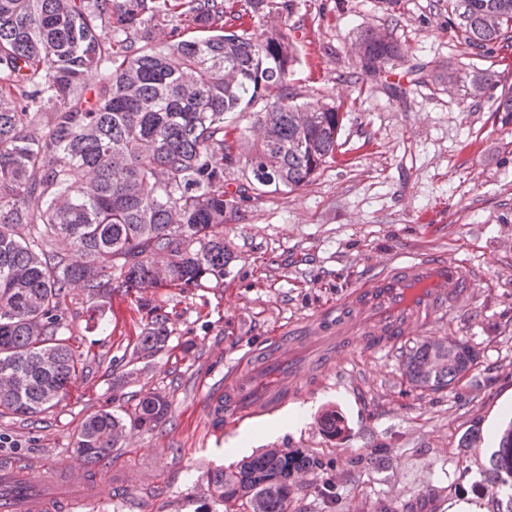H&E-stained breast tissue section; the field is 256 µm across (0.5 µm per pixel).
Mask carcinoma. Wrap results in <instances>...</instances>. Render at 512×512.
<instances>
[{"mask_svg":"<svg viewBox=\"0 0 512 512\" xmlns=\"http://www.w3.org/2000/svg\"><path fill=\"white\" fill-rule=\"evenodd\" d=\"M450 38L468 57L512 48V0H443ZM294 0H0V417L57 407L83 373L64 303L127 290L188 288L224 276V225L265 196L301 186L336 158L341 106L301 100L288 34ZM154 31L166 40L150 41ZM360 75L405 58L385 28L353 43ZM97 81L90 82L91 76ZM491 67H444L435 82L473 102L499 87ZM153 315L136 354L165 346ZM478 352L425 337L400 371L438 392L469 377ZM101 410L75 451L104 460L170 414L160 393ZM303 448H265L217 469L224 512H288ZM493 507L512 512V427L485 471ZM507 499H502V496Z\"/></svg>","mask_w":512,"mask_h":512,"instance_id":"1","label":"carcinoma"}]
</instances>
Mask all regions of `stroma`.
Listing matches in <instances>:
<instances>
[{"label": "stroma", "instance_id": "stroma-1", "mask_svg": "<svg viewBox=\"0 0 512 512\" xmlns=\"http://www.w3.org/2000/svg\"><path fill=\"white\" fill-rule=\"evenodd\" d=\"M446 20L436 0H401L394 17L377 0H295L292 83L304 98L342 104L334 162L225 225L233 259L222 281L140 297L117 288L94 313L75 289L67 317L86 370L51 411L0 417V461L37 458L55 468L78 461L73 440L89 415L117 408L112 374L134 360L151 304L166 312L169 340L136 360L127 389L165 394L171 416L88 463L89 480L112 477L93 512H224L209 496V476L229 466L227 450L240 444L256 452L304 448L321 460L290 512H375L379 501L422 494L425 512L461 503L486 512L483 472L512 423V121L491 98L475 104L432 82L440 67L466 61ZM375 27L392 31L409 63L371 80L359 76L352 44ZM412 63L429 82L411 83ZM397 81L407 83L405 97L391 93ZM395 253H442L480 271L467 311L423 330L469 341L479 353L474 383L436 393L411 388L399 370L411 336L396 353L359 352L340 375L300 382L298 395L272 415L214 426L207 401L239 362L326 310ZM328 409L345 422L339 437L319 421ZM279 421L285 429H276ZM474 426L476 447H460ZM374 446L388 448L386 461L369 459Z\"/></svg>", "mask_w": 512, "mask_h": 512}]
</instances>
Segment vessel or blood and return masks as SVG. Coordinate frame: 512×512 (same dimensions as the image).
Masks as SVG:
<instances>
[{
  "label": "vessel or blood",
  "mask_w": 512,
  "mask_h": 512,
  "mask_svg": "<svg viewBox=\"0 0 512 512\" xmlns=\"http://www.w3.org/2000/svg\"><path fill=\"white\" fill-rule=\"evenodd\" d=\"M476 279L472 266L445 256L391 259L302 332L273 341L274 354L264 367L274 385L260 388L253 380L232 376L222 392L225 418H258L285 405L298 382L311 375L303 348L335 339L336 351L320 369L324 376L334 373L351 349L395 347L415 330L468 306ZM101 491L88 482L80 463L66 465L60 476L35 460L0 465V512H51L61 505L70 512H88Z\"/></svg>",
  "instance_id": "vessel-or-blood-1"
}]
</instances>
